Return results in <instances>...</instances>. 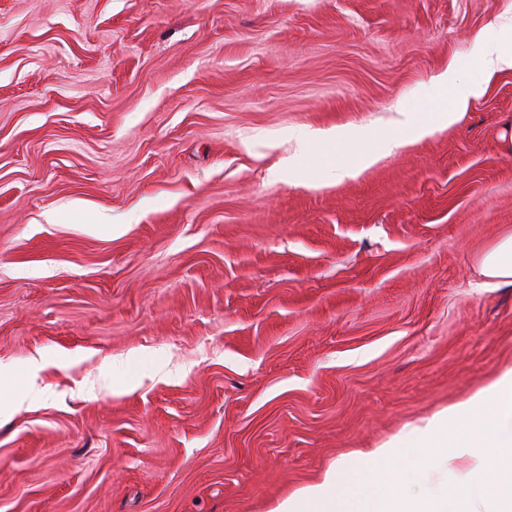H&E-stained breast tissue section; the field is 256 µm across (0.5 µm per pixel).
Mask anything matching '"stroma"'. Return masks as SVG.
<instances>
[{"mask_svg": "<svg viewBox=\"0 0 512 512\" xmlns=\"http://www.w3.org/2000/svg\"><path fill=\"white\" fill-rule=\"evenodd\" d=\"M512 0H0V512H271L512 367V70L320 187L290 136L444 109ZM106 223H97V216ZM33 401L12 407L31 358ZM481 273L486 285L512 284V234L482 256Z\"/></svg>", "mask_w": 512, "mask_h": 512, "instance_id": "obj_1", "label": "stroma"}]
</instances>
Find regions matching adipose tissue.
Returning <instances> with one entry per match:
<instances>
[{"instance_id": "1", "label": "adipose tissue", "mask_w": 512, "mask_h": 512, "mask_svg": "<svg viewBox=\"0 0 512 512\" xmlns=\"http://www.w3.org/2000/svg\"><path fill=\"white\" fill-rule=\"evenodd\" d=\"M479 58V80L460 81L454 63L437 76V86L453 90L447 111L427 116L398 107L395 132L379 135L376 146L355 163L331 168L330 177L357 176L382 156L461 120L484 83L512 70V26L481 40ZM406 438L422 451L419 470L398 469L393 482L360 497L354 512H512V489L503 487L512 482V368L474 397L421 420ZM339 476L338 469H328L320 482L279 502L272 512H345L336 493Z\"/></svg>"}]
</instances>
